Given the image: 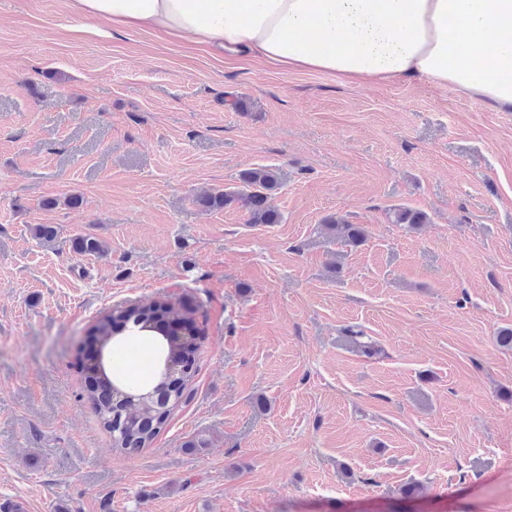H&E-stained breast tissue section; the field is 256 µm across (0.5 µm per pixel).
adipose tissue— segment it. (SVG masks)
Returning a JSON list of instances; mask_svg holds the SVG:
<instances>
[{
    "label": "adipose tissue",
    "instance_id": "obj_1",
    "mask_svg": "<svg viewBox=\"0 0 512 512\" xmlns=\"http://www.w3.org/2000/svg\"><path fill=\"white\" fill-rule=\"evenodd\" d=\"M78 20L320 71L415 81L512 110V0H67Z\"/></svg>",
    "mask_w": 512,
    "mask_h": 512
}]
</instances>
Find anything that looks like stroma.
Masks as SVG:
<instances>
[{"instance_id":"obj_1","label":"stroma","mask_w":512,"mask_h":512,"mask_svg":"<svg viewBox=\"0 0 512 512\" xmlns=\"http://www.w3.org/2000/svg\"><path fill=\"white\" fill-rule=\"evenodd\" d=\"M258 166L281 173V223L194 204ZM400 206L428 224L393 223ZM336 213L366 226L365 244L326 240ZM86 235L102 253L74 252ZM170 297L204 328L191 396L123 454L85 396L89 328ZM349 326L381 355L359 354ZM503 328L512 111L82 29L66 0H0V502L512 512ZM152 343L127 337L115 374L150 381Z\"/></svg>"}]
</instances>
